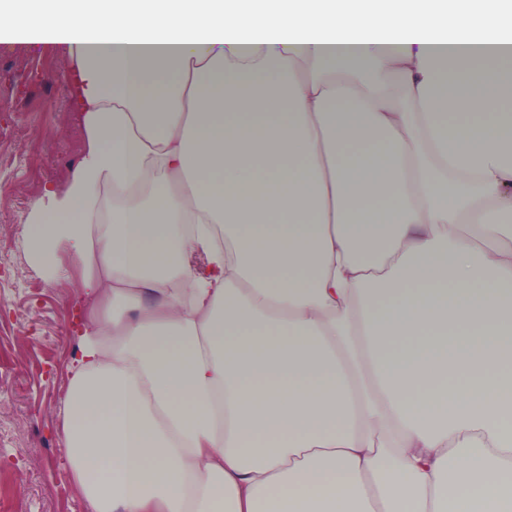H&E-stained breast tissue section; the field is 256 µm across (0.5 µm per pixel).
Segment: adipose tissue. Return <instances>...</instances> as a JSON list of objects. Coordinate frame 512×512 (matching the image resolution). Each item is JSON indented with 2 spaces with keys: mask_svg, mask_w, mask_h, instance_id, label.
<instances>
[{
  "mask_svg": "<svg viewBox=\"0 0 512 512\" xmlns=\"http://www.w3.org/2000/svg\"><path fill=\"white\" fill-rule=\"evenodd\" d=\"M85 148L88 512H512V0H0ZM202 256L203 268L189 258Z\"/></svg>",
  "mask_w": 512,
  "mask_h": 512,
  "instance_id": "obj_1",
  "label": "adipose tissue"
}]
</instances>
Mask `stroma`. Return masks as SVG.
Masks as SVG:
<instances>
[{"label":"stroma","instance_id":"obj_1","mask_svg":"<svg viewBox=\"0 0 512 512\" xmlns=\"http://www.w3.org/2000/svg\"><path fill=\"white\" fill-rule=\"evenodd\" d=\"M61 51L0 49V506L5 512H87L67 475L57 405L84 320L78 269L47 280L21 246L24 216L43 185L65 184L63 158L85 137L72 115Z\"/></svg>","mask_w":512,"mask_h":512}]
</instances>
